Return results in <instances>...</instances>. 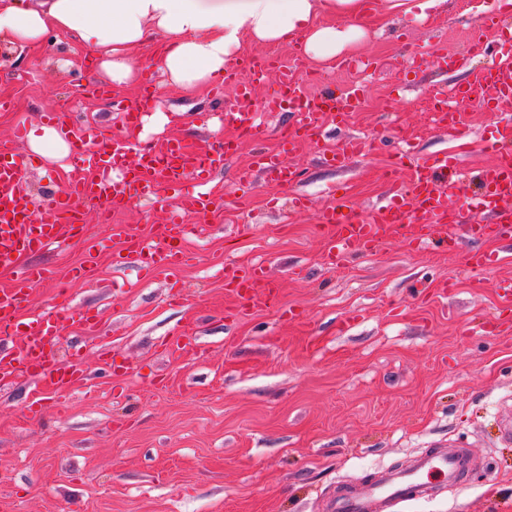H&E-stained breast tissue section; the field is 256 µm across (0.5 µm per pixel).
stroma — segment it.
I'll list each match as a JSON object with an SVG mask.
<instances>
[{
	"mask_svg": "<svg viewBox=\"0 0 512 512\" xmlns=\"http://www.w3.org/2000/svg\"><path fill=\"white\" fill-rule=\"evenodd\" d=\"M501 0H446L428 17L381 15L356 58H374L375 71L346 72L341 63L320 66L307 56L297 72L312 79L311 92L344 85L364 89L350 122L326 121L322 143L364 141L345 167L318 161V145L301 143L291 162L300 181L280 187L255 182L238 207V170L260 151L276 147L292 116L268 113L255 90L257 136L241 143L210 187L224 208L203 219L187 244L194 264L176 273H146L131 265L114 271L98 263L91 282L70 279L84 260L81 245L65 243L37 255L56 276L35 288L20 319L63 303L98 314L99 333L82 326L58 336L61 364L80 357L86 386L65 398L27 377L0 385V512H322L323 502L345 483H370L424 452L464 448L471 469L456 491L399 505L398 512H512V442L501 439L498 417L512 400V337L484 329L512 317V247L494 236L477 240L463 225L488 223L463 200L450 199L458 233L452 248L418 250L395 237L375 251L332 267L323 258L317 226L333 196L366 213L388 192L386 176L404 142L421 155L448 152L464 171L495 159L488 141L498 122L512 119V100L490 116L481 98L457 101L462 132L434 124L429 90L472 83L495 66L491 54H472L471 34ZM64 35L18 52L0 42V142L28 156L15 129L44 125L45 113L68 116L115 136L126 133L116 101L134 103L137 90L112 87L103 72L74 62ZM438 50L446 64L417 71L409 88L398 84L421 47ZM468 57L460 65L459 57ZM109 95L87 97V83ZM156 92L177 114L164 127L144 120L143 139H178L211 146L229 134L224 115L240 104L234 88L223 99L211 92L185 94L157 78ZM67 186V174L37 160L29 192L48 212ZM311 200L292 209L294 196ZM183 191L162 186L148 201L116 221L139 230L165 223L181 207ZM502 254L483 274L468 265L472 254ZM264 263L279 284L274 309L236 313L216 264ZM300 267V278L289 270ZM177 281L181 303L168 300ZM182 333L178 355L165 340Z\"/></svg>",
	"mask_w": 512,
	"mask_h": 512,
	"instance_id": "1",
	"label": "stroma"
}]
</instances>
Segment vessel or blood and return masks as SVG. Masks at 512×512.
<instances>
[{
	"label": "vessel or blood",
	"instance_id": "b4317fda",
	"mask_svg": "<svg viewBox=\"0 0 512 512\" xmlns=\"http://www.w3.org/2000/svg\"><path fill=\"white\" fill-rule=\"evenodd\" d=\"M224 82L235 86L244 100L249 99L254 85H268L264 109H287L295 116L294 122L280 132L277 152L258 154L251 169L239 173V181L245 183L263 173L275 175L283 186L294 184L297 172L289 158L298 143L319 142L323 120L343 122L348 110L359 101L353 91L341 97L311 95L304 83L289 74L284 61L274 56L243 60L237 68L225 72ZM479 86L485 90L487 111H495L500 100L512 97V84L502 81L501 71L495 67L480 72L472 84L431 91L433 109L441 113L445 127L455 131L460 128L459 115L449 109V100L466 99ZM154 97L153 81L145 79L134 105L123 110L127 129L140 126L144 110ZM224 118L236 129V136L199 152L188 151L174 139L161 146L141 142L131 148L105 133L63 125L74 173L67 193L56 201L51 218L39 223L31 219L32 199L27 190L32 163L11 146L0 143V269L11 272L16 279L14 287L0 289V340L19 341L17 348L0 352L1 383L22 374L66 396L85 379L86 372L78 362L61 365L53 341L67 325L78 324L89 330L97 325L95 314L58 304L32 316L26 327H19L16 315L30 292L52 276L48 269L23 264L24 255L74 240L93 256L108 241L112 244V265L117 270L132 261L148 271L188 262L183 243L195 232V225L174 219L155 225L145 237L129 225L113 224L107 241L102 242L88 237L82 205L96 203L105 214L155 194L160 184L177 186L192 180L200 190L187 198L186 207L203 213L223 207V198L208 189V179L215 168L236 153L240 137H253L259 132L256 114L248 108H237L225 113ZM363 149L362 140L351 138L338 148L323 150L321 156L330 165L343 167ZM495 157L493 165L479 171L472 190L459 177L457 160L441 154L414 159L409 181L392 180L389 201L369 214L357 213L347 199L337 198L321 213L326 260L333 265L343 264L354 251H372L396 234L420 247L435 241L452 244L455 236L448 231V202L460 195L469 206L491 217L490 223L467 225L469 235L511 236L512 143L501 142ZM89 169L94 172L90 178L85 175ZM224 286L243 308L272 309L277 304V292L264 265L225 267ZM468 462L462 450L427 453L410 468L386 474L373 483L340 486L326 500L325 512H395L410 497L425 496L439 487H459Z\"/></svg>",
	"mask_w": 512,
	"mask_h": 512
}]
</instances>
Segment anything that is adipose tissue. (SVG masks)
<instances>
[{
    "instance_id": "obj_1",
    "label": "adipose tissue",
    "mask_w": 512,
    "mask_h": 512,
    "mask_svg": "<svg viewBox=\"0 0 512 512\" xmlns=\"http://www.w3.org/2000/svg\"><path fill=\"white\" fill-rule=\"evenodd\" d=\"M366 16V0H0V41L24 50L56 31L116 87L134 88L149 65L192 94L250 45L297 39L321 63L352 54ZM155 34L162 42L143 64L131 49Z\"/></svg>"
}]
</instances>
